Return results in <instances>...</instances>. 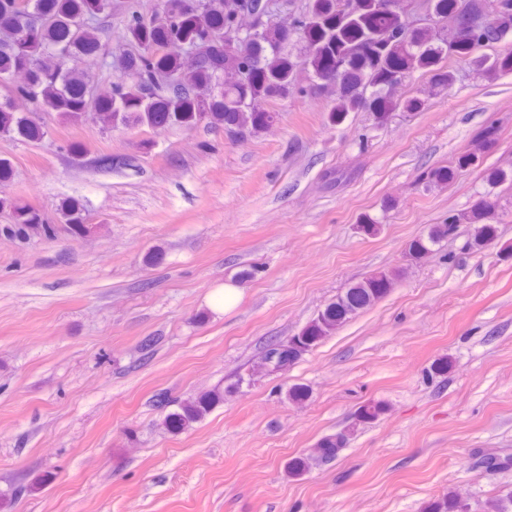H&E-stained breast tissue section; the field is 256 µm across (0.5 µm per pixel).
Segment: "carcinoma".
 <instances>
[{
	"mask_svg": "<svg viewBox=\"0 0 512 512\" xmlns=\"http://www.w3.org/2000/svg\"><path fill=\"white\" fill-rule=\"evenodd\" d=\"M25 2L23 11L20 0H0V134L28 142L43 137L42 115L52 112L72 121L91 118L104 128L156 134L205 124L236 141L266 129L275 118L274 104L291 94L331 97L328 119L334 124L364 109L382 123L400 107L414 111L423 105L418 98L402 103L392 96L413 71L429 73L437 85L453 84L456 72L443 65L450 56L495 74L512 73V46L498 48L512 35V0H397L393 11L380 7V0H301L295 9L288 0L294 27L267 19L255 31L243 27L242 16L266 14L276 0H206L203 16L199 0H157L159 20L139 10L120 13L106 77L88 72L82 63L103 48L97 18L112 10L110 0ZM419 11L444 25L412 23L410 16ZM484 12L487 22L480 30L465 27L467 16ZM296 43L303 51L295 55L290 46ZM485 49L494 53L474 56ZM301 69L310 74L305 85L296 82ZM17 96L30 101L29 112L17 111ZM454 176L448 167L425 172L421 179L446 183ZM0 212L9 220L0 231L20 242L32 232L55 237V225L43 223L26 205L0 198ZM59 214L68 232L89 230L78 201L63 203ZM498 223V199L483 197L410 240L406 258L420 261L461 224L473 226V246L482 247L497 239ZM401 274L381 270L349 286L287 342H269L251 374L288 370L341 324L384 298ZM223 401L224 389L215 387L181 402L162 396L157 404L166 411V427L181 432ZM384 411L382 403L368 402L358 408L356 421L369 424ZM354 431L321 438L308 454L288 462V475L335 460ZM427 512H465V505L445 495Z\"/></svg>",
	"mask_w": 512,
	"mask_h": 512,
	"instance_id": "obj_1",
	"label": "carcinoma"
}]
</instances>
